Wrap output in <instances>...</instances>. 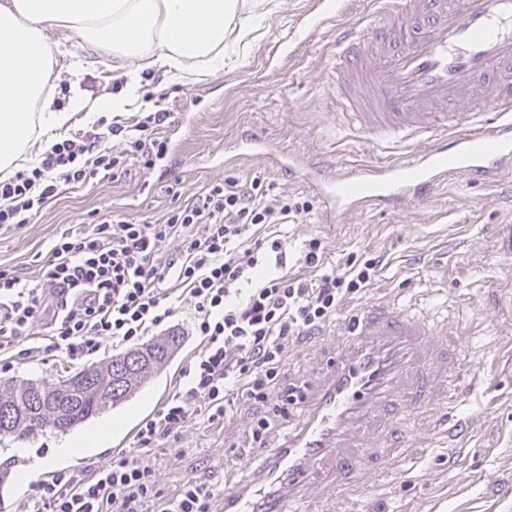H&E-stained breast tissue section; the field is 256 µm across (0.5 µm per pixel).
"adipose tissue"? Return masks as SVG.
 Masks as SVG:
<instances>
[{
	"label": "adipose tissue",
	"instance_id": "ef3b65f1",
	"mask_svg": "<svg viewBox=\"0 0 512 512\" xmlns=\"http://www.w3.org/2000/svg\"><path fill=\"white\" fill-rule=\"evenodd\" d=\"M250 0H0V178L37 163L50 130L95 121L140 99L139 70L157 68L181 82L223 65L243 43ZM112 60L125 78L105 100L79 83L81 60L69 72L67 105L56 100V32Z\"/></svg>",
	"mask_w": 512,
	"mask_h": 512
}]
</instances>
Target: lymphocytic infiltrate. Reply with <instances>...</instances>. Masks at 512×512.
Listing matches in <instances>:
<instances>
[{
    "label": "lymphocytic infiltrate",
    "mask_w": 512,
    "mask_h": 512,
    "mask_svg": "<svg viewBox=\"0 0 512 512\" xmlns=\"http://www.w3.org/2000/svg\"><path fill=\"white\" fill-rule=\"evenodd\" d=\"M168 118L159 109L128 128L112 123L54 142L38 165L0 180V233L27 224L62 186H83L103 173L125 174L130 160L143 168L169 151L157 131ZM123 140L110 147L111 137ZM296 196L269 198L259 181L227 179L192 196L160 218L105 219L63 234L48 252L37 283L0 270V353L19 348L26 358L55 353L69 363L89 360L104 340L127 344L170 322L189 305L200 344L182 369V382L160 409L144 419L134 446L112 465L50 472L23 492L19 512H211L209 486L188 481L164 498L154 480L153 451L177 436L205 400L208 422L229 417L235 405L258 403L267 412L252 428L265 443L274 420L285 419L304 397L281 374L294 338L323 329L346 300L362 297L381 266L379 257L350 255L343 270L324 266L320 237L304 240L298 260L313 269L306 279L288 274V222L309 213ZM270 227L264 237L254 227ZM181 237L179 263L161 260L162 244ZM182 285L171 295L167 282ZM50 331L33 338V326Z\"/></svg>",
    "instance_id": "obj_1"
}]
</instances>
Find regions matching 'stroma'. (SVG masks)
<instances>
[{
  "instance_id": "1",
  "label": "stroma",
  "mask_w": 512,
  "mask_h": 512,
  "mask_svg": "<svg viewBox=\"0 0 512 512\" xmlns=\"http://www.w3.org/2000/svg\"><path fill=\"white\" fill-rule=\"evenodd\" d=\"M310 2L257 0L247 55L187 83L169 82L153 68L142 70L144 93L163 95L170 114L159 129L171 140L164 159L170 176L135 165L119 179L98 176L84 187L64 188L28 224L0 235V269L36 283L62 234L104 215L126 220L162 215L174 204L167 188L175 179L186 199L228 177L242 183L259 179L277 193L312 199V211L288 226L290 253L318 236L330 265L343 267L353 252L378 256L382 265L362 300L348 303L335 322L314 335L290 342L285 380L312 391L316 376L370 305L402 306L429 316L443 333L424 343L427 400L404 403L394 424L377 416L357 443L362 459L351 485L310 492L308 512H512V242L503 234L504 226H512V201L456 175L431 202L412 201L397 213L353 212L328 224L308 184L290 179L267 158L253 155L228 165L219 160L225 147L246 134L283 156L344 170L401 158V151L379 149L370 136L350 129L337 110L329 77L333 26L308 32L295 57L272 67L280 34ZM57 39V68H68L83 54L88 64L80 75L82 87L93 98L111 96L118 78L111 58L79 52L65 34ZM172 332L182 336L181 347L125 402L65 434L46 429L25 439L0 438V470L10 471L0 484L7 508H14L24 490L18 474L36 458L44 471H52L66 438L111 430L106 445L66 461L69 469L110 466L120 449L132 447L138 424L177 389L181 369L199 343L188 309H179L170 324L148 336ZM257 414V407L242 404L220 424L192 416L174 446L156 448L155 481L164 497L176 496L189 480L219 488L252 485L270 447L287 440L302 418L295 412L276 421L265 449L251 439Z\"/></svg>"
}]
</instances>
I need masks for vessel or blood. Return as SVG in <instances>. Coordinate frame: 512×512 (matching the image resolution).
Segmentation results:
<instances>
[{
    "mask_svg": "<svg viewBox=\"0 0 512 512\" xmlns=\"http://www.w3.org/2000/svg\"><path fill=\"white\" fill-rule=\"evenodd\" d=\"M341 11L340 0H316L305 22L336 27L339 110L361 132L430 146L353 173L313 165L328 215L346 203L396 208L407 194L426 202L454 175L493 186L512 175V0H373L368 17L339 26ZM433 333L428 319L406 309L364 310L324 369L287 455L264 472L267 492L225 493L224 512H306L308 491L351 479L350 442L368 421L427 395L426 386L401 381L421 373L420 339Z\"/></svg>",
    "mask_w": 512,
    "mask_h": 512,
    "instance_id": "vessel-or-blood-1",
    "label": "vessel or blood"
}]
</instances>
